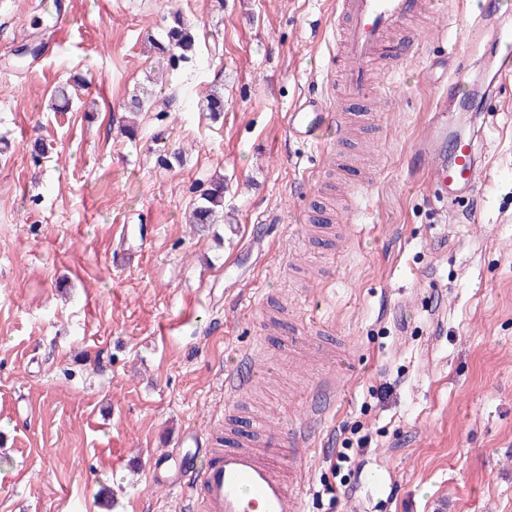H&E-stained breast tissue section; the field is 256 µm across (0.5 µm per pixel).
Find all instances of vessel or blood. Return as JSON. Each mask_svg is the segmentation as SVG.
I'll list each match as a JSON object with an SVG mask.
<instances>
[{
    "label": "vessel or blood",
    "instance_id": "b4317fda",
    "mask_svg": "<svg viewBox=\"0 0 512 512\" xmlns=\"http://www.w3.org/2000/svg\"><path fill=\"white\" fill-rule=\"evenodd\" d=\"M427 7V0H336L348 100L362 101L374 94L370 65L377 55L388 50L393 58L401 60L415 50V43L405 39L390 45L389 35L396 23ZM467 13L472 40L493 33L501 51L498 70L501 75H511L512 31L491 27L478 0H473ZM338 118L322 99L309 97L289 112L288 129L306 139ZM450 122V116H440L422 140L418 159L430 182L453 201L474 195L486 175L479 138L449 139ZM266 356L264 344H257L243 354V368L225 372L224 394L229 400H237L248 391L254 382V367ZM337 394L334 380L319 379L292 426L266 429L256 440L234 431L226 448L211 452L201 469L182 470L174 480L175 486L196 498L202 512H303L298 463L308 452L313 426L332 410Z\"/></svg>",
    "mask_w": 512,
    "mask_h": 512
}]
</instances>
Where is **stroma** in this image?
Returning <instances> with one entry per match:
<instances>
[{"label": "stroma", "mask_w": 512, "mask_h": 512, "mask_svg": "<svg viewBox=\"0 0 512 512\" xmlns=\"http://www.w3.org/2000/svg\"><path fill=\"white\" fill-rule=\"evenodd\" d=\"M174 12L197 52L171 70L148 39ZM335 21L336 0H0V512H199L151 464L203 461L224 372L279 309L340 352L272 361L239 401L287 427L337 380L303 512H512V81L505 107L461 112L450 81L495 86L493 44L470 46L462 0L407 22L419 50L380 64L361 183L287 124L333 94ZM158 75L178 101L126 134ZM213 89L215 119L198 109ZM440 96L484 145L469 199L415 159ZM217 177L223 217L191 224Z\"/></svg>", "instance_id": "35a3bbf8"}]
</instances>
